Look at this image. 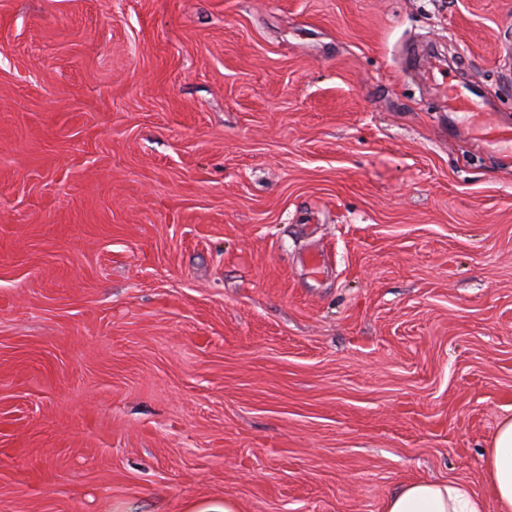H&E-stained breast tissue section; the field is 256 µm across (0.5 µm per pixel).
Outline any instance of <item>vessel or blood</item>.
Instances as JSON below:
<instances>
[{
  "mask_svg": "<svg viewBox=\"0 0 512 512\" xmlns=\"http://www.w3.org/2000/svg\"><path fill=\"white\" fill-rule=\"evenodd\" d=\"M427 79L442 99L447 101L449 111L467 114L465 128L478 143L500 154L512 155L511 124L502 122L493 112L481 113L479 120H471L470 113L476 104L474 93L448 83L445 77L437 75L432 70L428 71Z\"/></svg>",
  "mask_w": 512,
  "mask_h": 512,
  "instance_id": "vessel-or-blood-1",
  "label": "vessel or blood"
}]
</instances>
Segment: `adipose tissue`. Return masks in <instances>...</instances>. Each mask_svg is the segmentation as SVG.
<instances>
[{"label":"adipose tissue","mask_w":512,"mask_h":512,"mask_svg":"<svg viewBox=\"0 0 512 512\" xmlns=\"http://www.w3.org/2000/svg\"><path fill=\"white\" fill-rule=\"evenodd\" d=\"M487 494L458 481L418 480L389 495L383 512H512V417L483 452Z\"/></svg>","instance_id":"1"}]
</instances>
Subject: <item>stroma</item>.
I'll return each mask as SVG.
<instances>
[{
  "instance_id": "stroma-1",
  "label": "stroma",
  "mask_w": 512,
  "mask_h": 512,
  "mask_svg": "<svg viewBox=\"0 0 512 512\" xmlns=\"http://www.w3.org/2000/svg\"><path fill=\"white\" fill-rule=\"evenodd\" d=\"M512 0H0V512H383L512 415ZM431 68L427 72L428 81L436 88L444 101H448V112L465 113L466 129L480 144L490 150L509 157L512 155V125L502 122L495 112H472L476 105V98H481L469 89H459L457 85L447 82L445 72ZM478 116L480 121L472 120ZM184 512H240L237 502L230 496L220 500H191L185 504Z\"/></svg>"
}]
</instances>
